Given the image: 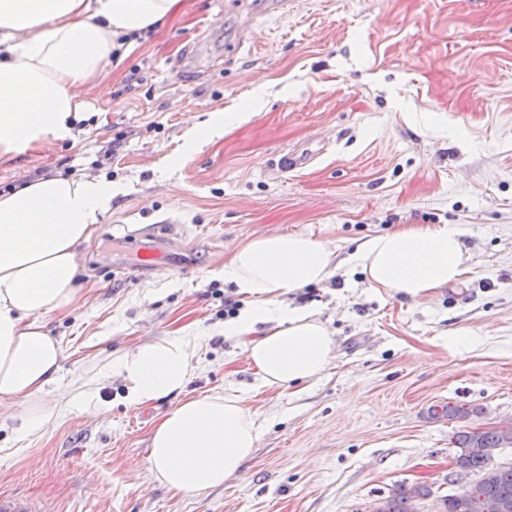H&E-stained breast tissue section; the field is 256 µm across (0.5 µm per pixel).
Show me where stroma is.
<instances>
[{
	"label": "stroma",
	"instance_id": "stroma-1",
	"mask_svg": "<svg viewBox=\"0 0 512 512\" xmlns=\"http://www.w3.org/2000/svg\"><path fill=\"white\" fill-rule=\"evenodd\" d=\"M245 25L224 0H186L86 89L94 116L74 139L0 165V189L41 173L92 171L116 193L84 254L82 303L42 315L61 340L58 387L98 375L102 412L56 408L18 438L0 415V490L58 512H372L394 485L444 484L461 424L512 420V0H294ZM215 112L247 122L187 150ZM324 144L305 169L272 166L290 147ZM459 225L461 281L416 303L369 287L347 256L402 224ZM166 226L178 269H137L147 229ZM304 232L335 246L329 282L286 302L318 312L334 359L320 377L263 387L242 344L224 337L232 249ZM186 329L201 338L192 396L232 392L257 413L251 459L224 486L183 495L151 480L154 424L176 401L125 402L112 359ZM462 330L474 347L450 345Z\"/></svg>",
	"mask_w": 512,
	"mask_h": 512
}]
</instances>
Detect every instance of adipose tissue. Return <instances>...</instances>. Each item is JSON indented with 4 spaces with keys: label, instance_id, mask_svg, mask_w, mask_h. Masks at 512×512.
I'll return each instance as SVG.
<instances>
[{
    "label": "adipose tissue",
    "instance_id": "obj_1",
    "mask_svg": "<svg viewBox=\"0 0 512 512\" xmlns=\"http://www.w3.org/2000/svg\"><path fill=\"white\" fill-rule=\"evenodd\" d=\"M181 4L0 0V162L73 138L92 117L84 87ZM114 194L104 177L63 174L0 193V403L19 407L20 434L37 433L52 419L39 397L57 381L63 349L40 317L75 309L81 249ZM349 260L370 287L423 301L461 279L468 253L458 225L403 224L363 241ZM337 270L333 250L309 234L262 235L234 249L224 278L248 303L225 322L224 334L242 341L264 386L285 389L330 364L334 339L317 312L283 297L325 283ZM198 346V337L178 334L141 343L112 362L126 381L128 405L177 397L152 431L149 469L184 495L222 486L259 440L257 415L240 395L184 397Z\"/></svg>",
    "mask_w": 512,
    "mask_h": 512
}]
</instances>
